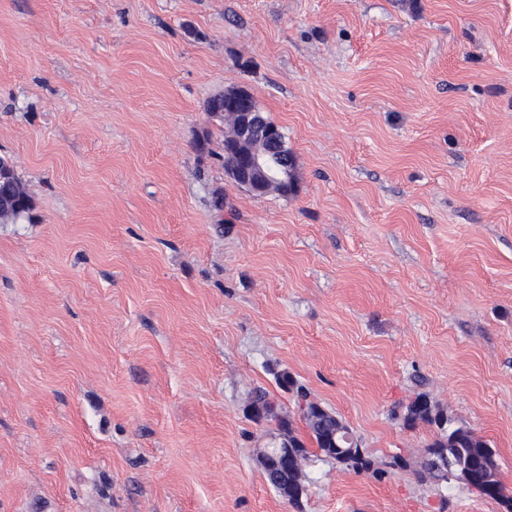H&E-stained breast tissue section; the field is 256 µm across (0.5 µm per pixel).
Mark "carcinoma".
Wrapping results in <instances>:
<instances>
[{
    "instance_id": "cac0c4a2",
    "label": "carcinoma",
    "mask_w": 512,
    "mask_h": 512,
    "mask_svg": "<svg viewBox=\"0 0 512 512\" xmlns=\"http://www.w3.org/2000/svg\"><path fill=\"white\" fill-rule=\"evenodd\" d=\"M33 209V199L15 172L14 165L5 157L0 158V224H15ZM278 387L292 394L298 418L303 422L318 452L325 458L353 470L356 473H372L382 476L385 471L374 467V461L367 451L359 446H344L333 437L338 429V421L333 418L335 411L315 402L309 390L300 384L288 371L275 374ZM251 413L256 422L275 423L274 435L285 431L288 434V466L274 472L265 473L268 483H279L284 488L283 497L298 506L302 495L299 488H307L308 477L303 470V462L310 455L304 440L294 427V420L288 413L278 409L270 393L258 388L250 396ZM402 422L407 428L420 423L431 425L439 430L437 437L427 446L429 455L446 456L459 468L472 467V485H478L482 474L492 477L494 488L480 493V497L499 504L504 512H512V496L507 493L498 474L495 451L485 441L473 439L466 427L455 424L448 415L434 405L425 393L415 394L412 402L401 405Z\"/></svg>"
}]
</instances>
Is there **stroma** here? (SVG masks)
Wrapping results in <instances>:
<instances>
[{"label":"stroma","instance_id":"obj_1","mask_svg":"<svg viewBox=\"0 0 512 512\" xmlns=\"http://www.w3.org/2000/svg\"><path fill=\"white\" fill-rule=\"evenodd\" d=\"M244 88L296 186L224 169ZM0 512H502L419 483L424 392L512 491V0H0ZM224 195L223 210L211 206ZM288 370L383 477L293 507L244 413ZM33 209V199L15 172L14 165L0 158V224H14Z\"/></svg>","mask_w":512,"mask_h":512}]
</instances>
